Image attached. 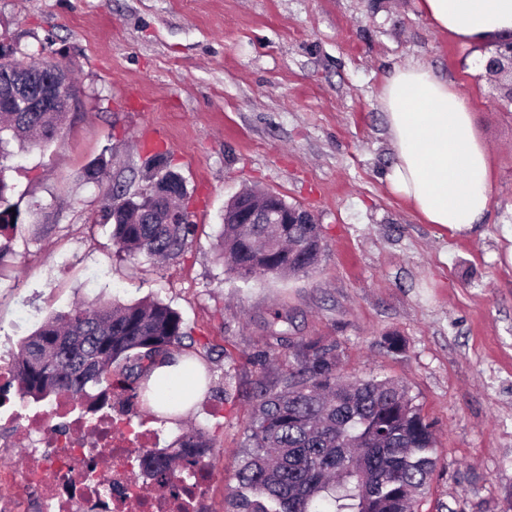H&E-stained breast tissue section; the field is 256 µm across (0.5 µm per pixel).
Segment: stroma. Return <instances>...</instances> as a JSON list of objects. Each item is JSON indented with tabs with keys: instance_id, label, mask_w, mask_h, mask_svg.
<instances>
[{
	"instance_id": "stroma-1",
	"label": "stroma",
	"mask_w": 512,
	"mask_h": 512,
	"mask_svg": "<svg viewBox=\"0 0 512 512\" xmlns=\"http://www.w3.org/2000/svg\"><path fill=\"white\" fill-rule=\"evenodd\" d=\"M1 39L50 47L78 90L52 141L7 161L22 221L0 259V349L16 354L82 300L169 304L196 367L216 383L230 373L231 398L202 392L167 423L139 399L112 410L163 448L203 428L210 510L227 512L255 389L288 367L272 356L277 312L286 340L338 344L342 377L416 396L440 459L419 512H512V78L481 65L497 39L449 37L420 0H0ZM409 62L464 96L489 149L492 205L472 230L425 223L385 184L380 95ZM158 152L184 177L195 225L163 265L119 254L102 217L112 184L138 190ZM97 161L103 178L86 180ZM254 186L317 216L324 252L309 274L226 271L224 208Z\"/></svg>"
}]
</instances>
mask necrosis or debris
<instances>
[{
    "mask_svg": "<svg viewBox=\"0 0 512 512\" xmlns=\"http://www.w3.org/2000/svg\"><path fill=\"white\" fill-rule=\"evenodd\" d=\"M13 382L10 362L0 357V419L35 424L38 435L26 450L22 480L0 471V506L22 512L27 489L33 486L38 490L42 512H126L132 498L138 500L140 512H208L211 472L199 473L194 482L174 493L140 476L136 451L155 447L153 431L134 429L129 421L113 415L107 405L79 410L66 392L48 406L26 407L11 400ZM98 448L111 449L112 467L94 484L84 474ZM47 471L55 474L48 483L42 480Z\"/></svg>",
    "mask_w": 512,
    "mask_h": 512,
    "instance_id": "4bbe7bcc",
    "label": "necrosis or debris"
}]
</instances>
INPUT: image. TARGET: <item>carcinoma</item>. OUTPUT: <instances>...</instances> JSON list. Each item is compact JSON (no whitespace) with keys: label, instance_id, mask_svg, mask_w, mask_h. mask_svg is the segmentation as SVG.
<instances>
[{"label":"carcinoma","instance_id":"obj_1","mask_svg":"<svg viewBox=\"0 0 512 512\" xmlns=\"http://www.w3.org/2000/svg\"><path fill=\"white\" fill-rule=\"evenodd\" d=\"M58 62L0 64V237L14 229L19 212L8 195L3 161L4 135L40 144L65 123L63 112H16L17 99L33 96L51 81L56 92L75 96L77 86L61 68L59 77L42 69ZM176 173L164 153L149 160L147 180ZM125 210L113 225L117 252L170 260L189 245L195 225L163 224L159 204L126 186L110 188L104 219ZM222 253L228 270L242 279L295 276L311 272L323 252L319 224H292L277 234L268 224H225ZM190 337L181 316L157 300L132 304L82 303L43 322L13 358L17 392L35 401L68 391L78 402L114 393L132 400L145 395L152 371L178 353L193 370ZM288 371L255 394L254 417L237 470L229 512H418L439 459L433 426L409 389L390 378L345 380L336 344L308 340L288 346ZM178 448L147 449L140 474L175 487L195 477L212 442L188 430Z\"/></svg>","mask_w":512,"mask_h":512}]
</instances>
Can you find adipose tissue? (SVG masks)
I'll list each match as a JSON object with an SVG mask.
<instances>
[{
    "label": "adipose tissue",
    "instance_id": "1",
    "mask_svg": "<svg viewBox=\"0 0 512 512\" xmlns=\"http://www.w3.org/2000/svg\"><path fill=\"white\" fill-rule=\"evenodd\" d=\"M425 15L462 41L512 32V0H422ZM395 157L386 173L392 193L430 224L473 229L491 206L489 150L465 99L432 69H397L381 95Z\"/></svg>",
    "mask_w": 512,
    "mask_h": 512
}]
</instances>
